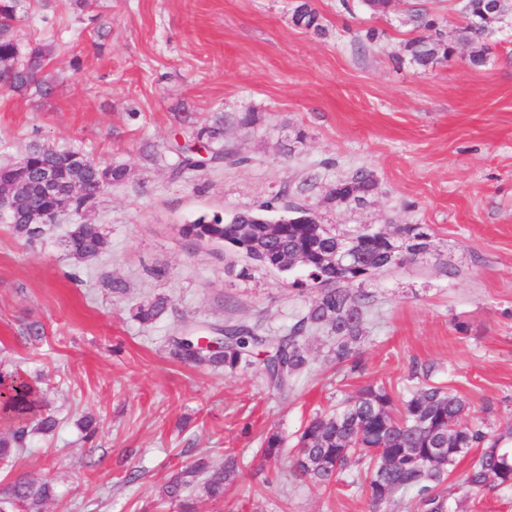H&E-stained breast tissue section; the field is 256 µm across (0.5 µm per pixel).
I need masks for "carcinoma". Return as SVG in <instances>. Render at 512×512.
<instances>
[{"label": "carcinoma", "mask_w": 512, "mask_h": 512, "mask_svg": "<svg viewBox=\"0 0 512 512\" xmlns=\"http://www.w3.org/2000/svg\"><path fill=\"white\" fill-rule=\"evenodd\" d=\"M16 0H0V81L14 91H21L36 80L44 67L45 50L41 46L28 49L27 61L21 60V46L16 25ZM508 0H466L463 8L461 39L478 46L470 63L482 65L488 51L487 39L495 32L506 12ZM410 20L418 36L411 42L414 62L428 64L437 54L452 56L455 47L442 39L440 19L427 9H413ZM294 22L306 29L319 28V16L308 2L294 11ZM196 146H209L213 160L228 158L224 148V121L221 118L193 131ZM32 175L47 167L58 170L60 177L83 190L74 197V210L82 212L95 198L98 182L106 177L112 184L123 182L127 168L113 165L102 168L85 163L78 151H60L47 146H34L28 152ZM338 194L329 201L338 207L361 205L375 194L378 182L373 172L358 169L340 181ZM20 198L19 216L11 225L14 233L28 243L37 241L42 230L24 223L25 216L36 211L47 213L49 203L35 188L16 190ZM276 206L268 202L259 209L237 212L229 219L215 213L204 214L183 225L184 236L207 243H219L229 251L248 259L252 264L279 273L292 271L288 258L305 253L310 260L304 278L294 279V288H316L318 299L283 336H260L245 324L227 325L217 329L224 336V345L208 352L188 338H172L173 357L197 365H224L235 370L248 366L256 353L267 349L263 359L264 375L270 386L280 393L288 391L289 380L307 363L304 333L327 328L336 336L334 359L349 371L361 370L355 345L361 339L364 309L370 293L351 289L349 279L375 266L384 243L377 237H366L354 271L343 277L336 270L322 266L317 257L326 249L336 248L341 234L331 225L285 224L288 214L272 216ZM108 247V239L97 224H79L65 240L64 248L78 259H93ZM168 300L157 297L137 306L134 318L151 323L166 313ZM0 412L10 420L6 432H0V463L10 461L13 453L27 445L30 429L49 433L56 419L43 412L38 381L18 371L0 368ZM465 400L444 387L428 384L408 397L395 398L383 386L368 384L355 397L343 400L329 414L313 417L298 436L297 454L292 475L327 487L342 482H356L350 473L355 465L364 472L362 489L370 502L378 507L401 493L416 492L421 512H449V497L444 482L461 457L462 451L480 449L477 459L464 474L461 487L482 491L512 488V429L491 434L480 424H465L462 417ZM284 439L273 432L263 440L262 454L266 460L277 458ZM240 471V460L229 454L224 466L213 467L203 457L173 474L162 487L164 498L177 503L183 512H194L192 493L200 489L211 501L224 497V486ZM50 495L45 483L24 475L14 477L0 492V512H42Z\"/></svg>", "instance_id": "obj_1"}]
</instances>
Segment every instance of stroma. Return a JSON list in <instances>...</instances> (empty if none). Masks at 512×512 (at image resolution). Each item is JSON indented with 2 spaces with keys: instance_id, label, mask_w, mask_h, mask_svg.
Segmentation results:
<instances>
[{
  "instance_id": "stroma-1",
  "label": "stroma",
  "mask_w": 512,
  "mask_h": 512,
  "mask_svg": "<svg viewBox=\"0 0 512 512\" xmlns=\"http://www.w3.org/2000/svg\"><path fill=\"white\" fill-rule=\"evenodd\" d=\"M299 2L21 0L19 39L48 49L51 90L0 86V165L45 145L128 176L44 225L35 244L0 223V361L38 380L58 421L0 469V489L22 473L50 486L44 512H181L161 498L174 471L202 456L223 465L232 451L243 470L198 512H371L359 489L292 478V448L271 462L255 452L274 431L293 440L363 385L416 390L412 371L424 366L467 401L466 421L512 427V14L474 67L458 31L464 0H394L380 17L359 0H311L316 30L295 25ZM416 3L441 17L452 57L412 62ZM248 112L254 123L240 125ZM219 117L230 158L178 170L177 146ZM361 168L378 181L367 203H329L328 187ZM276 195L341 233L425 224L433 242L365 283L361 372L339 369L334 336L313 330L309 367L285 396L260 362L231 372L170 355L183 325L280 336L317 299L180 232L200 214L228 217ZM85 223L109 241L88 261L63 247ZM113 278L124 292L106 288ZM156 297L167 313L135 320ZM33 322L44 330L36 342ZM473 460L460 458L446 481L452 512H512L511 489L458 487Z\"/></svg>"
}]
</instances>
